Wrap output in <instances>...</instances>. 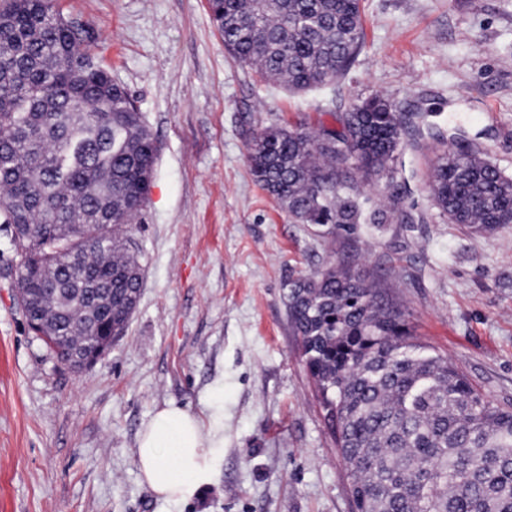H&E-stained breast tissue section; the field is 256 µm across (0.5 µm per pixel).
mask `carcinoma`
Wrapping results in <instances>:
<instances>
[{
  "label": "carcinoma",
  "mask_w": 512,
  "mask_h": 512,
  "mask_svg": "<svg viewBox=\"0 0 512 512\" xmlns=\"http://www.w3.org/2000/svg\"><path fill=\"white\" fill-rule=\"evenodd\" d=\"M56 0H0V224L14 245L26 320L82 343L125 331L140 297L121 228L144 208L155 146L143 114ZM224 47L264 80L305 91L344 75L365 39L361 0H208ZM407 122L395 101L357 100L341 127L269 126L247 147L255 181L300 224L364 221L355 175L390 168ZM429 190L473 232L512 224V177L447 149ZM91 234L72 266L44 254ZM288 320L354 512H512V409L477 393L417 341L381 280L341 259L286 284Z\"/></svg>",
  "instance_id": "1"
}]
</instances>
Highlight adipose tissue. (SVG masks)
Segmentation results:
<instances>
[{"label":"adipose tissue","mask_w":512,"mask_h":512,"mask_svg":"<svg viewBox=\"0 0 512 512\" xmlns=\"http://www.w3.org/2000/svg\"><path fill=\"white\" fill-rule=\"evenodd\" d=\"M223 445V431L205 429L190 411L169 404L138 435L139 469L163 499H185L209 480L213 451Z\"/></svg>","instance_id":"adipose-tissue-1"}]
</instances>
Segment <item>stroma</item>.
<instances>
[{"instance_id": "stroma-1", "label": "stroma", "mask_w": 512, "mask_h": 512, "mask_svg": "<svg viewBox=\"0 0 512 512\" xmlns=\"http://www.w3.org/2000/svg\"><path fill=\"white\" fill-rule=\"evenodd\" d=\"M348 72L291 94L226 51L207 0H58L135 100L157 156L126 237L143 286L125 335L63 367L28 327L19 256L0 224V512H352L346 467L288 321L285 284L347 256L384 275L414 334L512 408V224L475 234L429 192L437 154L476 147L512 176V0H362ZM429 110L392 177L362 184L370 221L296 224L253 179L252 136L335 125L361 97ZM401 194L413 218L389 210ZM222 429L209 481L161 499L136 457L166 404Z\"/></svg>"}]
</instances>
